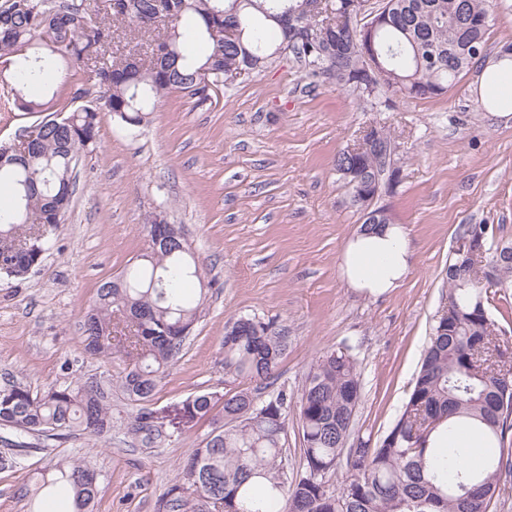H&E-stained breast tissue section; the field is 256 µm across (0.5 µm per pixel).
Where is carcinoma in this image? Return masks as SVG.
<instances>
[{"label":"carcinoma","mask_w":512,"mask_h":512,"mask_svg":"<svg viewBox=\"0 0 512 512\" xmlns=\"http://www.w3.org/2000/svg\"><path fill=\"white\" fill-rule=\"evenodd\" d=\"M304 0H4L0 4V58L13 65L15 99L27 112H46L30 98L56 70L84 65L85 82L105 87L92 97L78 87L71 101L83 100L67 115H49L0 145V186L11 192L0 214V274L23 278L53 245L76 192L78 158L97 141L100 114L139 126L157 101L180 92L203 103L209 91L240 70L265 68L288 35L278 20L285 7ZM492 0H382L357 25L347 19L317 46H297L306 76L317 84L358 90L361 46L372 41L388 80L413 97L442 95L479 58ZM142 36L161 24L151 48L137 43L115 56L102 51L112 23ZM238 29L234 41L224 28ZM204 41L207 54L185 53L189 42ZM359 170L372 196L393 187L397 171L375 166L363 153ZM148 247L133 266L103 282L81 324L85 351L96 357L119 355L128 367L121 391L140 404L128 423L134 437L153 436L149 408L158 382L177 359L200 317L209 289L184 295L181 283L203 282L202 264L185 245L182 227L155 220L146 225ZM459 239L482 244L489 276L476 277L454 256L448 262V306L437 311L414 387L399 418L370 448L349 447L361 401V374L351 347L321 352L295 393L267 397L241 390L224 400V426L192 451L180 475L165 489L158 512H489L503 477L512 474V363L490 364V344L500 329L487 303V287H512V255L499 253L491 224H466ZM288 347L273 324L240 317L224 333V375L273 386L271 379ZM216 405L211 393L184 404L190 422L208 418ZM301 427L298 465L285 446L288 408ZM463 422L482 428L487 440L483 465L468 468L442 448L430 449L437 427L422 420ZM0 427L11 437L7 448H27L30 436L44 441L62 436H98L112 430V381L52 386L41 394L15 380L0 387ZM349 475L331 488L341 458ZM56 492L73 493L72 512H94L98 472L88 455L78 461L51 460L33 487L24 491L29 512Z\"/></svg>","instance_id":"obj_1"}]
</instances>
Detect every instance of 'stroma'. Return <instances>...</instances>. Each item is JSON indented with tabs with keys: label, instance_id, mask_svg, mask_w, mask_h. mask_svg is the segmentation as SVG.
Here are the masks:
<instances>
[{
	"label": "stroma",
	"instance_id": "obj_1",
	"mask_svg": "<svg viewBox=\"0 0 512 512\" xmlns=\"http://www.w3.org/2000/svg\"><path fill=\"white\" fill-rule=\"evenodd\" d=\"M504 52H512V0H496L483 55ZM8 69L0 63L2 144L43 118L17 106ZM475 78L468 72L432 98L385 88L369 104L310 83L287 52L262 72L227 79L204 104L167 94L140 126L102 113L55 247L23 279L0 277V386L17 378L40 392L123 375L122 359L85 352L79 324L100 283L145 251L153 217L182 227L213 286L151 403L161 439L127 434L137 405L113 389L111 433L53 441L0 468V512H29L22 492L40 468L88 452L99 473L95 512H155L213 429L186 422L185 401L255 386L224 376V328L240 317L285 332L274 385L292 392L319 352L351 346L363 384L353 434L376 445L403 411L432 319L448 302L460 228L491 224L512 239V119L478 110ZM373 128L390 134L398 171L393 191L373 204L409 228L413 252L405 280L378 297L340 275L341 247L361 231L363 212L334 167Z\"/></svg>",
	"mask_w": 512,
	"mask_h": 512
}]
</instances>
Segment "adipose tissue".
Instances as JSON below:
<instances>
[{
    "label": "adipose tissue",
    "instance_id": "adipose-tissue-1",
    "mask_svg": "<svg viewBox=\"0 0 512 512\" xmlns=\"http://www.w3.org/2000/svg\"><path fill=\"white\" fill-rule=\"evenodd\" d=\"M473 91L490 113L498 118L512 117V55L502 54L479 61ZM408 229L389 224L360 232L346 243L340 271L353 288L379 296L397 287L411 268Z\"/></svg>",
    "mask_w": 512,
    "mask_h": 512
}]
</instances>
